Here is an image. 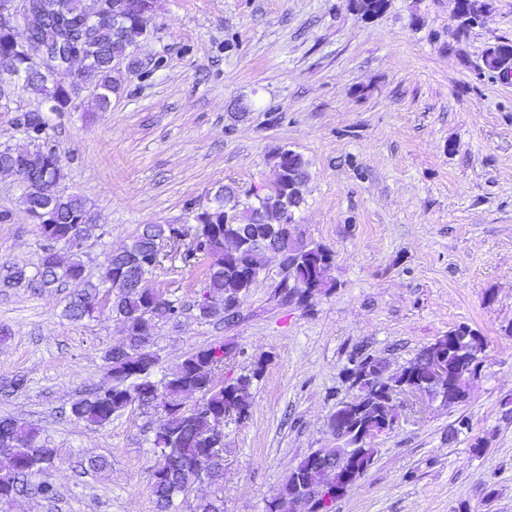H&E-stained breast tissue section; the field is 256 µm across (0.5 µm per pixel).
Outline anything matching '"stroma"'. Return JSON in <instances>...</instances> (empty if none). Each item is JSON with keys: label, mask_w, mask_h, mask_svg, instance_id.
<instances>
[{"label": "stroma", "mask_w": 512, "mask_h": 512, "mask_svg": "<svg viewBox=\"0 0 512 512\" xmlns=\"http://www.w3.org/2000/svg\"><path fill=\"white\" fill-rule=\"evenodd\" d=\"M463 30L455 0H390L364 21L352 0H155L150 34L122 67L107 111L85 85L69 112L46 115L64 184L99 217L87 270L140 225L177 224L231 184L240 196L269 184L272 157L290 149L310 162L295 220L334 253L335 286L301 304L275 295L279 259L234 322H205L193 306L200 267L169 258L153 281L182 314L153 336L154 380L214 340L235 351V377L260 358L251 416L224 430V477L196 486L224 512H266L290 469L334 445L327 426L355 392L342 369L362 351L404 366L458 324L486 341L466 402L408 399L395 432L376 440L373 466L334 512H512V78L484 66L494 43L512 41V0H489ZM37 101L16 89L0 112V144L28 148L18 119ZM18 179L0 175V277L35 272L45 241L25 212ZM67 288H0V417L41 429L58 455L59 495L23 496L0 512H155L150 444L160 421L132 406L95 428L65 418L73 399L106 383L105 351L121 342L110 306L93 318L64 315ZM467 418L469 430L456 431ZM481 452H473V443ZM104 456L109 470L80 469Z\"/></svg>", "instance_id": "obj_1"}]
</instances>
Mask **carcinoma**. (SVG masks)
Segmentation results:
<instances>
[{
  "label": "carcinoma",
  "mask_w": 512,
  "mask_h": 512,
  "mask_svg": "<svg viewBox=\"0 0 512 512\" xmlns=\"http://www.w3.org/2000/svg\"><path fill=\"white\" fill-rule=\"evenodd\" d=\"M146 0H100V19L89 18L83 0H37L48 31L38 29L28 39L18 38V30L0 26V87L17 82L39 100V107L23 113L20 125L33 141H47L49 125L44 112H67L73 98V86L90 82L95 89L98 109L106 111L112 96L120 93L113 76L117 68L112 55L123 53L141 34L143 5ZM58 47L70 63L81 64L71 80L68 75L39 67L32 53ZM484 65L490 71L512 67V41H501L487 49ZM43 161L19 178L23 187L21 203L32 223L48 242L33 276L26 267L7 270L1 284L12 286L26 280L43 288L79 278L83 288L66 304L73 321L93 317L95 300L106 289L112 312L122 321L123 342L107 349L103 360L109 384L97 387L89 395L71 403L70 417L77 422L103 427L112 417L137 403L152 405L168 412L165 423L154 430L151 443L160 457L150 471V486L156 512H171L179 497H187L196 484L215 483L223 476V456L209 450L224 411L230 407L238 421L250 417L251 390L262 380L266 360L225 381L216 380L232 356L231 348L214 341L187 353L161 382L152 380L159 357L152 349L155 329L174 318L182 305L163 297L151 287L149 275L158 269L159 249L175 238L181 228L173 224H143L123 249L108 256L103 271L92 280L86 274L84 243L97 227V215L85 197L62 186L63 165L59 153L43 148ZM304 198L279 194L255 196V201L239 205L235 191L228 185L218 187L213 204L188 208V215L200 224L201 241L195 253L207 258L204 280L196 293L194 307L204 321L230 322L240 309L226 311L229 301L243 303L260 278L266 275L267 255L281 251L299 260L296 274L309 283L308 296L324 294L336 287L327 278L333 254L324 245L308 242L298 234L289 239L281 234V225L273 222L275 211L293 212ZM60 245L65 254L55 250ZM363 402L371 405L364 415L366 423L379 426L378 417H387L395 408L382 401L380 390L363 385ZM194 393L198 399L189 412L179 411L182 395ZM448 406L463 403L465 380L452 379L448 388L437 391ZM9 456L8 470L0 475V503L12 501L31 479L39 480L37 492L50 500L58 489L49 482L57 449L40 438V431L12 417H0V449ZM372 444L359 446L354 462L364 470L377 457ZM308 481L311 490L326 485L323 473L313 463V455L301 458L283 484L277 502L294 499L298 479Z\"/></svg>",
  "instance_id": "obj_1"
}]
</instances>
